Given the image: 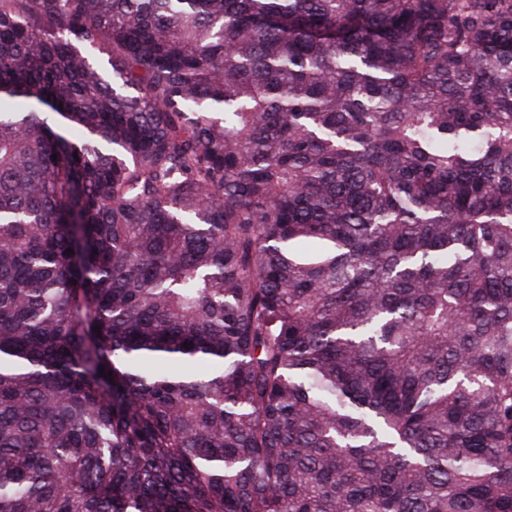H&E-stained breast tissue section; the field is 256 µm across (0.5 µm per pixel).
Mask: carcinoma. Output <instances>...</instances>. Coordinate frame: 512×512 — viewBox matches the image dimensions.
Returning a JSON list of instances; mask_svg holds the SVG:
<instances>
[{
	"instance_id": "obj_1",
	"label": "carcinoma",
	"mask_w": 512,
	"mask_h": 512,
	"mask_svg": "<svg viewBox=\"0 0 512 512\" xmlns=\"http://www.w3.org/2000/svg\"><path fill=\"white\" fill-rule=\"evenodd\" d=\"M0 512H512V0H0Z\"/></svg>"
}]
</instances>
